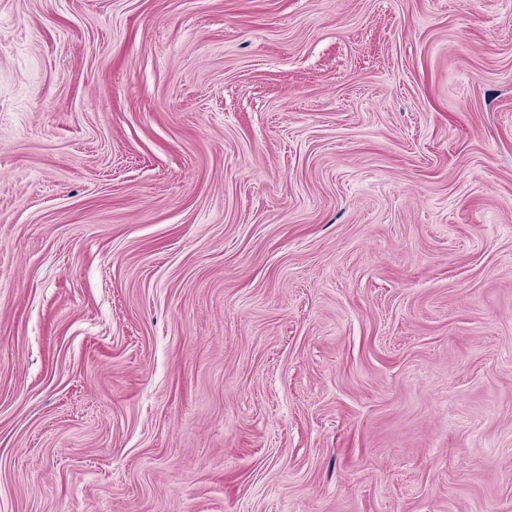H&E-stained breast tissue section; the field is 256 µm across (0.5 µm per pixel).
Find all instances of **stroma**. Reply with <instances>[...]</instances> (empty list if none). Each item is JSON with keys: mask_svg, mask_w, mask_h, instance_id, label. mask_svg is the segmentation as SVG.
I'll list each match as a JSON object with an SVG mask.
<instances>
[{"mask_svg": "<svg viewBox=\"0 0 512 512\" xmlns=\"http://www.w3.org/2000/svg\"><path fill=\"white\" fill-rule=\"evenodd\" d=\"M0 512H512V0H0Z\"/></svg>", "mask_w": 512, "mask_h": 512, "instance_id": "35a3bbf8", "label": "stroma"}]
</instances>
